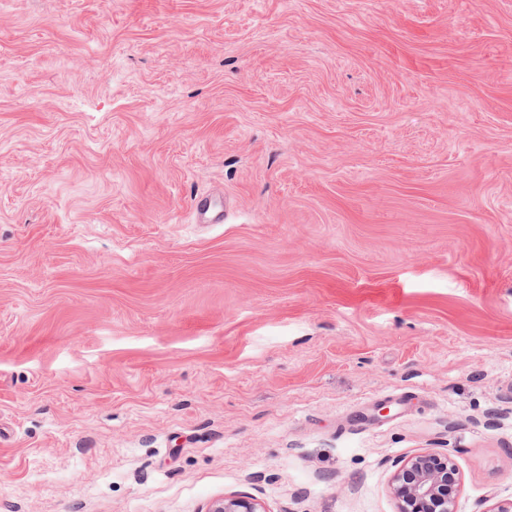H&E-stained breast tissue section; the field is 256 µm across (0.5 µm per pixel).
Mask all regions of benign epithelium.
Segmentation results:
<instances>
[{
    "instance_id": "benign-epithelium-1",
    "label": "benign epithelium",
    "mask_w": 512,
    "mask_h": 512,
    "mask_svg": "<svg viewBox=\"0 0 512 512\" xmlns=\"http://www.w3.org/2000/svg\"><path fill=\"white\" fill-rule=\"evenodd\" d=\"M392 492L399 512H456L460 489L458 469L449 457L420 453L400 465ZM208 512H267L256 499L233 495L215 501Z\"/></svg>"
}]
</instances>
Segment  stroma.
Instances as JSON below:
<instances>
[{
    "label": "stroma",
    "instance_id": "stroma-1",
    "mask_svg": "<svg viewBox=\"0 0 512 512\" xmlns=\"http://www.w3.org/2000/svg\"><path fill=\"white\" fill-rule=\"evenodd\" d=\"M423 452L512 499V0H0V512ZM212 200L209 196L194 199L193 207L200 223L216 224L224 221L222 210L214 209L212 207Z\"/></svg>",
    "mask_w": 512,
    "mask_h": 512
}]
</instances>
